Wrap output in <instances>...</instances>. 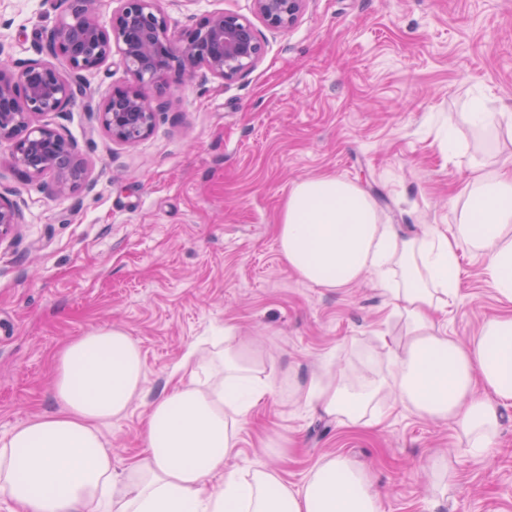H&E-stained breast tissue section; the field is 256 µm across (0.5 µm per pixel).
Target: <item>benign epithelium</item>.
<instances>
[{"label": "benign epithelium", "mask_w": 512, "mask_h": 512, "mask_svg": "<svg viewBox=\"0 0 512 512\" xmlns=\"http://www.w3.org/2000/svg\"><path fill=\"white\" fill-rule=\"evenodd\" d=\"M96 0H75L48 37V51L66 70L41 60L0 62V143L11 148L15 169L28 181L48 173L58 192L71 188L82 173L78 144L41 122L52 112H67L76 103L74 80L99 69L118 51L131 82L112 88L95 109L112 141L130 146L154 128L168 108L150 87L172 75L211 76L233 81L252 69L263 53L253 25L237 14H209L179 37L158 0H118L105 25ZM308 0H254V11L273 30L293 27ZM20 205L0 191V241L23 223Z\"/></svg>", "instance_id": "obj_1"}]
</instances>
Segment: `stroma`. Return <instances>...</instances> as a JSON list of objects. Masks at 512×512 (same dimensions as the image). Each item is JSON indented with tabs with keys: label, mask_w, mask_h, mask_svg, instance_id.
Here are the masks:
<instances>
[{
	"label": "stroma",
	"mask_w": 512,
	"mask_h": 512,
	"mask_svg": "<svg viewBox=\"0 0 512 512\" xmlns=\"http://www.w3.org/2000/svg\"><path fill=\"white\" fill-rule=\"evenodd\" d=\"M68 0H0V47L50 61L44 47ZM172 31L215 11L259 33L263 54L240 78L167 81L150 135L113 143L91 106L129 80L119 56L87 77L84 99L45 123L77 142L84 174L60 194L25 181L0 144V189L25 220L0 242V434L52 409L54 358L71 339L119 326L139 344L145 392L104 429L112 467L142 451L150 403L186 347L234 327L280 377L241 424L232 466L265 465L302 486L341 455L369 476L382 512H512V411L498 450L470 462L444 421L395 405L381 428L342 425L295 400L289 371L323 365L353 375L371 353L390 367L404 321L365 277L318 288L280 257L277 223L291 187L333 174L374 202L382 223L414 235L456 222L451 199L476 167L512 163V130L472 126L475 98L512 106V0H309L289 30L267 28L252 0H159ZM455 303L436 324L468 344L502 302L486 259L459 251ZM458 478L432 486L430 457Z\"/></svg>",
	"instance_id": "1"
}]
</instances>
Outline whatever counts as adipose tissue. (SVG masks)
<instances>
[{"mask_svg": "<svg viewBox=\"0 0 512 512\" xmlns=\"http://www.w3.org/2000/svg\"><path fill=\"white\" fill-rule=\"evenodd\" d=\"M290 271L320 288H346L365 272L396 279L389 294L403 317L393 368L355 377L327 369L304 400L327 417L378 427L391 403L447 421L472 462L498 445L512 407V170L476 173L456 224L401 236L383 224L355 184L332 174L294 185L277 227ZM485 255L506 311L461 345L433 320L457 296L461 246ZM174 385L149 406L145 453L120 473L103 429L144 390L143 356L118 327H99L57 354L52 410L0 435V498L15 512H381L379 493L349 459L325 458L300 489L257 466L228 468L242 422L277 378L234 328L208 348L187 347Z\"/></svg>", "mask_w": 512, "mask_h": 512, "instance_id": "1", "label": "adipose tissue"}]
</instances>
